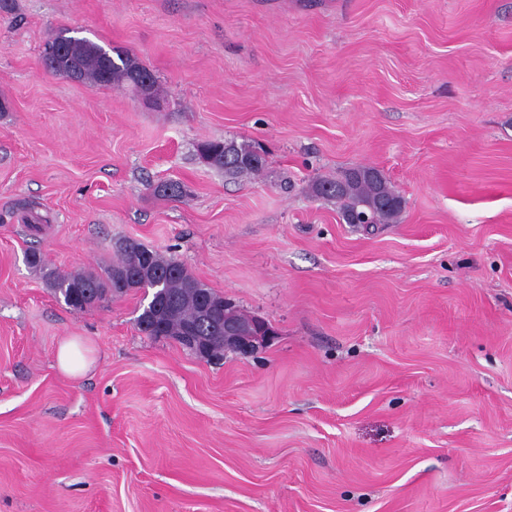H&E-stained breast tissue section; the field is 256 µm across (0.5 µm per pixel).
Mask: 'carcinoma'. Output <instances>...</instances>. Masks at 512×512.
<instances>
[{
    "label": "carcinoma",
    "instance_id": "cac0c4a2",
    "mask_svg": "<svg viewBox=\"0 0 512 512\" xmlns=\"http://www.w3.org/2000/svg\"><path fill=\"white\" fill-rule=\"evenodd\" d=\"M103 47L86 38L67 37L64 57L80 66L79 80L106 87H122L146 71L138 60L125 53L117 58L102 54ZM199 158H208V166L232 177L256 176L265 166L264 157L247 143L236 144L206 140L197 145ZM312 192L334 200L343 219L352 224L366 214L371 224H391L402 213L401 197L373 167H357L336 177L315 181ZM117 259L103 272L74 273L48 270L44 273L55 296L73 308L91 309L121 291L120 283L136 261L148 265L127 283L128 288L153 290L152 304L137 318L139 330L148 336H162L180 342L188 326L199 336L209 337L212 357L224 356V310L233 304L197 279L184 264L166 257L144 244L124 239L116 249Z\"/></svg>",
    "mask_w": 512,
    "mask_h": 512
}]
</instances>
